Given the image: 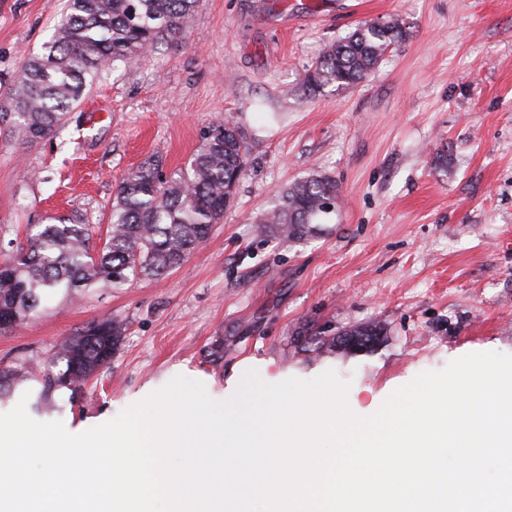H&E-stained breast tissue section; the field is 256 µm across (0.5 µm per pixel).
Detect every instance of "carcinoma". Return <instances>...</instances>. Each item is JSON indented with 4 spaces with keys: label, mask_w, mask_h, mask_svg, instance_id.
<instances>
[{
    "label": "carcinoma",
    "mask_w": 512,
    "mask_h": 512,
    "mask_svg": "<svg viewBox=\"0 0 512 512\" xmlns=\"http://www.w3.org/2000/svg\"><path fill=\"white\" fill-rule=\"evenodd\" d=\"M197 5L198 0H67L41 52L23 60L17 80L0 96V131L23 141L56 134L101 73L182 33ZM402 37L396 22L357 26L323 52L307 75V89L361 83ZM246 167V143L226 119L206 128L199 149L176 175H164L162 161L150 157L121 178L98 251L89 245L90 225L76 215L35 225L25 244L0 260V331L23 324L59 290L73 299L88 288L118 287L132 277L180 267L222 223ZM339 207L336 180L312 175L285 189L257 224L263 234L294 242L322 231L320 219ZM124 331L115 318L99 321L54 351L52 366L62 363L65 369L43 376L1 369L0 387L35 378L48 396L78 385L112 359Z\"/></svg>",
    "instance_id": "carcinoma-1"
}]
</instances>
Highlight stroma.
<instances>
[{
    "label": "stroma",
    "mask_w": 512,
    "mask_h": 512,
    "mask_svg": "<svg viewBox=\"0 0 512 512\" xmlns=\"http://www.w3.org/2000/svg\"><path fill=\"white\" fill-rule=\"evenodd\" d=\"M64 0H0V85L48 40ZM405 37L362 83L309 92L323 49L357 25ZM233 119L248 147L235 200L180 267L41 312L0 331V369L50 370L64 340L106 318L124 336L88 382L40 400L38 421L99 425L178 375L230 398L248 370L268 383L326 370L361 416L418 374L474 352L512 354V0H200L182 35L103 73L52 137L0 136V252L30 224L78 215L95 246L119 180L157 156L165 174L203 131ZM448 156L436 167V153ZM336 180L341 208L296 243L254 219L293 181ZM382 326L364 350L315 341Z\"/></svg>",
    "instance_id": "1"
}]
</instances>
